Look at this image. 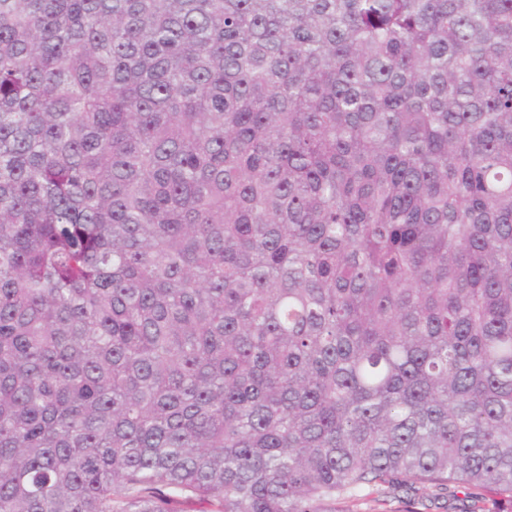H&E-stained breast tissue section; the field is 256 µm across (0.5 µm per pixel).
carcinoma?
<instances>
[{
  "instance_id": "1",
  "label": "carcinoma",
  "mask_w": 512,
  "mask_h": 512,
  "mask_svg": "<svg viewBox=\"0 0 512 512\" xmlns=\"http://www.w3.org/2000/svg\"><path fill=\"white\" fill-rule=\"evenodd\" d=\"M512 500V0H0V512Z\"/></svg>"
}]
</instances>
